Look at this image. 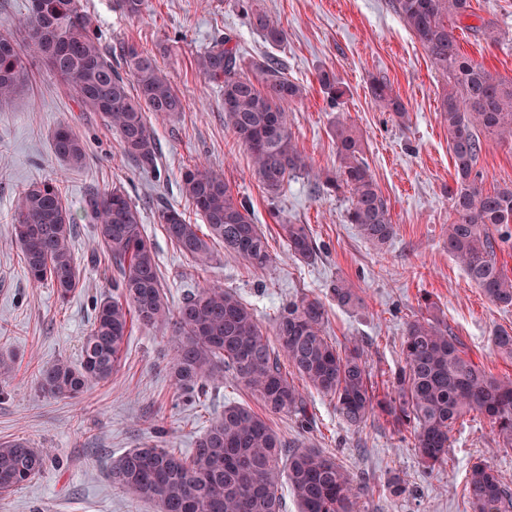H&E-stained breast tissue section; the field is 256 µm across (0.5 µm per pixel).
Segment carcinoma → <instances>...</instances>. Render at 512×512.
<instances>
[{
    "label": "carcinoma",
    "mask_w": 512,
    "mask_h": 512,
    "mask_svg": "<svg viewBox=\"0 0 512 512\" xmlns=\"http://www.w3.org/2000/svg\"><path fill=\"white\" fill-rule=\"evenodd\" d=\"M237 5L266 43L278 46L286 40L284 29L253 8L252 0H237ZM392 8L447 81L439 112L448 125L455 170L448 186L454 214L448 224V253L493 304L512 309V278L498 259L501 244L512 237L501 233L512 224V183L487 189L478 168L486 137L512 140V80L461 52L456 29L474 15L471 0H392ZM17 31L24 33L21 42ZM28 57L44 60L83 111L107 120L119 134L124 155L143 170L156 169L159 144L147 113L171 119L185 104L153 53L132 40L102 45L79 0H30L29 12L18 24L0 28V103L25 85ZM194 63L223 89L224 125L250 154L255 176L270 197L282 192L289 177L309 172L308 158L293 142L288 123V107L302 99L303 88L288 78L280 59L267 55L251 62L249 77L236 36L224 33L200 50ZM318 81L330 102L344 95L328 72H320ZM368 93L397 118L407 115L405 103L386 80L371 78ZM333 135L339 167L325 177L323 187L348 191V223L380 249L394 235L386 200L356 132L339 120ZM51 149L70 169L87 161L85 142L68 122L53 131ZM181 187L209 229L205 236L183 212L170 207L161 212L166 236L185 258L205 269L212 258L210 241L217 240L256 272L269 265L268 239L224 174L190 164L181 171ZM88 208L117 276L112 295L96 304L95 321L82 341L80 367L59 360L40 369L41 388L77 398L89 380L112 377L133 323L154 326L172 319V376L180 396L195 402L228 374L264 410L259 414L239 403L224 405L190 455L141 445L111 459L112 483L152 502L158 512H284V483L298 512H360L362 483L319 450L287 449L269 424L267 416L281 413L294 415L302 426L312 424L305 397L283 370L285 364L309 388L330 398L345 424L357 429L376 414L390 418L410 433L415 455L430 470L448 462L453 432L474 412L491 422L497 451L512 450V379L494 377L468 357L434 313L435 303L425 302V311L407 323L404 364L380 394L360 346H342L328 336L320 299L301 295L282 307L272 325L276 348L253 309L231 289L207 286L184 297L172 311L154 251L126 190L115 185L95 192ZM13 221L29 281L51 285L58 300L67 301L81 279L70 250L75 222L58 187L43 181L24 188ZM278 228L296 260L311 264L318 258L307 225L283 222ZM330 293L340 307L363 304L357 290L341 279ZM489 343L512 357V328L495 329ZM48 465L47 454L25 440L0 442V498ZM466 496L469 512H512V493L481 460L470 466Z\"/></svg>",
    "instance_id": "1"
}]
</instances>
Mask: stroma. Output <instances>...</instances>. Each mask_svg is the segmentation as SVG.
<instances>
[{
  "label": "stroma",
  "mask_w": 512,
  "mask_h": 512,
  "mask_svg": "<svg viewBox=\"0 0 512 512\" xmlns=\"http://www.w3.org/2000/svg\"><path fill=\"white\" fill-rule=\"evenodd\" d=\"M255 3L286 31L280 46H269L250 28L236 0H144L136 18L121 13L113 0H80L105 44L129 39L155 53L185 98L177 120L149 119L160 147L157 171L141 170L124 156L117 133L99 115L80 111L42 60H28L27 85L0 105V354L11 357L16 369L15 378L0 385V442L23 438L51 459L44 474L0 499V512H156L153 503L112 484L106 472L110 458L143 444L190 454L208 418L223 411L225 402L260 407L254 396L228 383L212 389L205 405L185 404L171 377L173 344L164 326H133L111 379L91 382L80 398L52 397L39 388V369L60 360L79 364L95 304L112 292V267L96 244L87 200L115 184L137 205L171 306L204 286L228 287L268 328L291 298H320L329 336L363 346L374 385L383 391L404 363L406 324L428 294L466 354L488 373L512 378V358L488 342L493 329L512 327V310L492 304L448 254L454 163L448 127L438 112L444 77L389 0ZM473 9L469 28L457 33L462 52L511 79L512 0H473ZM481 19L498 27V42L472 32ZM229 31L246 60L275 55L289 78L305 88L288 115L293 141L311 170L289 179L275 199L257 182L249 154L224 125L219 86L194 65L200 49ZM321 70L335 75L344 90L338 106L329 105L316 80ZM373 77L392 84L408 108L405 119L370 97ZM340 119L360 135L363 157L396 226L395 237L380 251L345 220L347 196L327 192L319 182L338 165L332 126ZM63 122L74 124L87 142L89 158L82 168L66 169L51 150V134ZM195 162L223 173L249 201L254 222L269 239L273 260L265 270L253 271L216 242L213 260L202 272L166 237L159 219L165 207L184 211L191 223L202 221L179 188L181 170ZM479 168L485 187L512 182V143L487 138ZM51 179L58 180L76 220L70 246L83 281L64 303L54 288L29 282L11 233L20 191ZM280 217L309 226L321 249L315 263L289 255L278 234ZM339 279L359 289L364 308L336 304L329 288ZM307 396L312 425L301 426L289 414L271 417L270 424L289 443L335 455L351 476L363 480L362 512H466V477L480 458L512 490V454L494 452L485 417H467L448 450L447 466L429 472L411 439L384 417L353 429L338 419L329 399L312 390ZM396 480L405 488L398 496L388 489Z\"/></svg>",
  "instance_id": "35a3bbf8"
}]
</instances>
